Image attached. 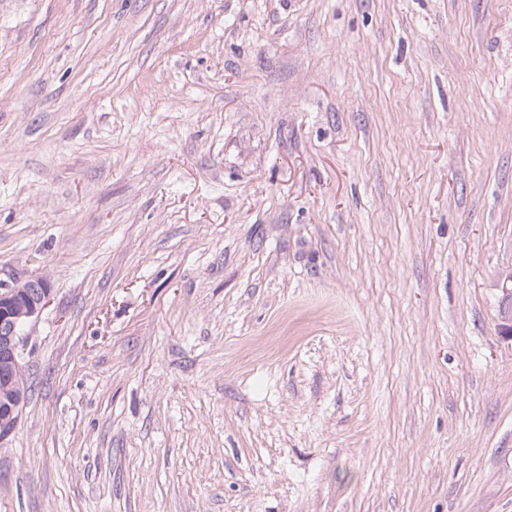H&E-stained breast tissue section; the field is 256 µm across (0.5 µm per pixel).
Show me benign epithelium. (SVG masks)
<instances>
[{
	"label": "benign epithelium",
	"mask_w": 512,
	"mask_h": 512,
	"mask_svg": "<svg viewBox=\"0 0 512 512\" xmlns=\"http://www.w3.org/2000/svg\"><path fill=\"white\" fill-rule=\"evenodd\" d=\"M501 334L512 338V270L501 276ZM50 300L48 282L31 277L20 283L0 282V443L15 431L28 392L23 365L26 328Z\"/></svg>",
	"instance_id": "7a95c632"
}]
</instances>
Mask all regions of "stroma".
<instances>
[{
  "label": "stroma",
  "mask_w": 512,
  "mask_h": 512,
  "mask_svg": "<svg viewBox=\"0 0 512 512\" xmlns=\"http://www.w3.org/2000/svg\"><path fill=\"white\" fill-rule=\"evenodd\" d=\"M511 269L512 0H0V512H512ZM502 306L500 310V330L503 336L512 338V270L501 276ZM50 300L48 282L31 277L20 283L0 282V443L15 431L28 392L23 365L26 328Z\"/></svg>",
  "instance_id": "stroma-1"
}]
</instances>
